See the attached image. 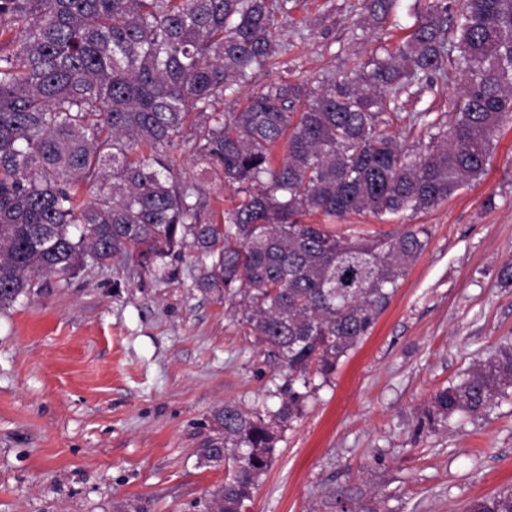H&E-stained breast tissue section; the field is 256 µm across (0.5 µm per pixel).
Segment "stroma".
<instances>
[{
    "instance_id": "stroma-1",
    "label": "stroma",
    "mask_w": 512,
    "mask_h": 512,
    "mask_svg": "<svg viewBox=\"0 0 512 512\" xmlns=\"http://www.w3.org/2000/svg\"><path fill=\"white\" fill-rule=\"evenodd\" d=\"M416 0H398L382 33L362 29L360 0H293L288 49L248 84L226 93L241 106L255 87L305 74H340L368 59L377 39H403ZM461 74L402 96L389 130L406 147L428 137L409 123L423 109L451 118ZM184 182L203 185L221 217L234 191L178 151ZM339 234H399L425 225V251L400 280L371 334L279 433L247 512H467L512 488V398L484 415L427 419L433 395L512 344V120L494 140L485 175L432 209L381 221L350 214ZM202 264L184 251L169 279L134 263L87 265L70 281L33 278L0 311V512H200L223 484L204 465L212 410L234 401L276 409L269 389L288 372L242 322L238 301L201 291Z\"/></svg>"
}]
</instances>
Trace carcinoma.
Segmentation results:
<instances>
[{
  "label": "carcinoma",
  "mask_w": 512,
  "mask_h": 512,
  "mask_svg": "<svg viewBox=\"0 0 512 512\" xmlns=\"http://www.w3.org/2000/svg\"><path fill=\"white\" fill-rule=\"evenodd\" d=\"M396 0H361L382 27ZM291 0H0V310L31 276L68 281L116 258L164 277L183 250L209 260L204 291H243L242 322L288 369L265 416L215 408L202 450L231 474L204 512H245L277 432L301 415L369 335L429 230L341 237L304 217L431 209L485 174L494 134L512 116V0H447L416 13L407 39L318 85L305 75L260 86L224 111L231 85L276 64ZM463 75L425 150L386 131L420 75ZM284 144L278 164L273 148ZM180 148L235 191L221 221L204 189L174 172ZM84 185L91 199L79 198ZM512 391V347L437 391L429 418L480 415ZM469 512H512V490Z\"/></svg>",
  "instance_id": "cac0c4a2"
}]
</instances>
